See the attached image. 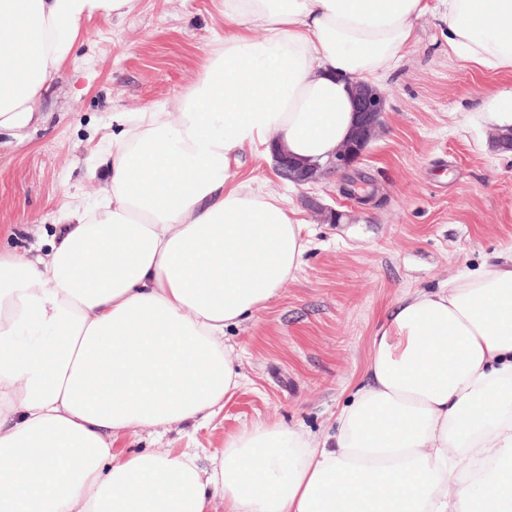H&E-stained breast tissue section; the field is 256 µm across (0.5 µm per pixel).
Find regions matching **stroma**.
Returning a JSON list of instances; mask_svg holds the SVG:
<instances>
[{
    "label": "stroma",
    "mask_w": 512,
    "mask_h": 512,
    "mask_svg": "<svg viewBox=\"0 0 512 512\" xmlns=\"http://www.w3.org/2000/svg\"><path fill=\"white\" fill-rule=\"evenodd\" d=\"M224 26L216 0H139L126 17L88 24L76 64L42 99L45 122L23 145L0 135V242L47 249L71 195L92 203L103 192L91 167L112 113L155 104L176 112ZM414 28L415 45L379 85L384 124L356 166L375 203L342 195L338 177L287 186L271 160L244 156L240 177L288 192L305 220L304 262L266 309L226 331L243 380L222 412L162 434L123 436L115 451L192 448L206 468L226 437L255 423L321 438L364 382L372 336L402 295L512 255V152L496 147L494 126L471 120L493 111L512 75L463 67L448 52L441 12ZM312 197L345 219L320 223L307 207Z\"/></svg>",
    "instance_id": "stroma-1"
}]
</instances>
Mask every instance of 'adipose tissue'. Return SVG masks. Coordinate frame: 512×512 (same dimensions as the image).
I'll return each instance as SVG.
<instances>
[{"instance_id": "obj_1", "label": "adipose tissue", "mask_w": 512, "mask_h": 512, "mask_svg": "<svg viewBox=\"0 0 512 512\" xmlns=\"http://www.w3.org/2000/svg\"><path fill=\"white\" fill-rule=\"evenodd\" d=\"M225 20L177 120L112 115L108 193L66 205L46 252L0 249V512H512V257L405 293L367 384L321 444L254 424L198 453L121 436L217 415L241 384L226 328L300 269L305 222L237 178L245 154L326 161L430 0H218ZM137 0H0V132L28 140L95 19ZM448 49L512 73V0H440Z\"/></svg>"}]
</instances>
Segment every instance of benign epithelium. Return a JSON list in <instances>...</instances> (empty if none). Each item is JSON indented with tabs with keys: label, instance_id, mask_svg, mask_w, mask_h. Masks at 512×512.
Returning a JSON list of instances; mask_svg holds the SVG:
<instances>
[{
	"label": "benign epithelium",
	"instance_id": "1",
	"mask_svg": "<svg viewBox=\"0 0 512 512\" xmlns=\"http://www.w3.org/2000/svg\"><path fill=\"white\" fill-rule=\"evenodd\" d=\"M348 82L354 93L355 111L359 114L352 139L342 144L335 155L324 163L300 165L286 157L274 155L282 177L297 184L315 183L331 173L341 174L345 181L352 178L351 172L355 170L356 163L382 126L385 96L380 90L353 76L348 78Z\"/></svg>",
	"mask_w": 512,
	"mask_h": 512
}]
</instances>
